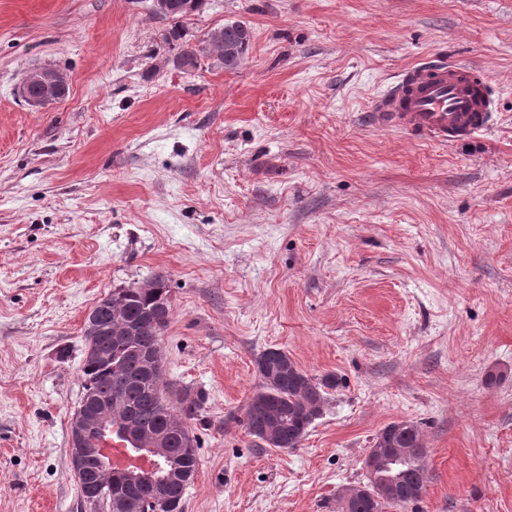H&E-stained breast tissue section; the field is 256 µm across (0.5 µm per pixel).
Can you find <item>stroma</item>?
Wrapping results in <instances>:
<instances>
[{
    "mask_svg": "<svg viewBox=\"0 0 512 512\" xmlns=\"http://www.w3.org/2000/svg\"><path fill=\"white\" fill-rule=\"evenodd\" d=\"M149 5L0 0V512H99L68 459L83 318L154 277L167 396H206L185 512H342L397 421L431 472L403 512H512V0H209L186 39L246 23L232 71L170 64ZM437 58L485 73L488 133L365 123ZM44 67L69 92L35 109ZM269 348L336 377L294 449L245 426ZM28 84H35L43 88V95L38 98H30L25 93V88L21 93L26 98L28 105L34 108H44L55 102V91L59 84L69 83V75L63 70L56 68H41L32 71L27 78Z\"/></svg>",
    "mask_w": 512,
    "mask_h": 512,
    "instance_id": "1",
    "label": "stroma"
}]
</instances>
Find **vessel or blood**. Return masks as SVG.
I'll list each match as a JSON object with an SVG mask.
<instances>
[{"label":"vessel or blood","instance_id":"1","mask_svg":"<svg viewBox=\"0 0 512 512\" xmlns=\"http://www.w3.org/2000/svg\"><path fill=\"white\" fill-rule=\"evenodd\" d=\"M493 110V97L473 68L436 60L397 75L375 97L368 118L374 127H395L447 145L488 130Z\"/></svg>","mask_w":512,"mask_h":512}]
</instances>
